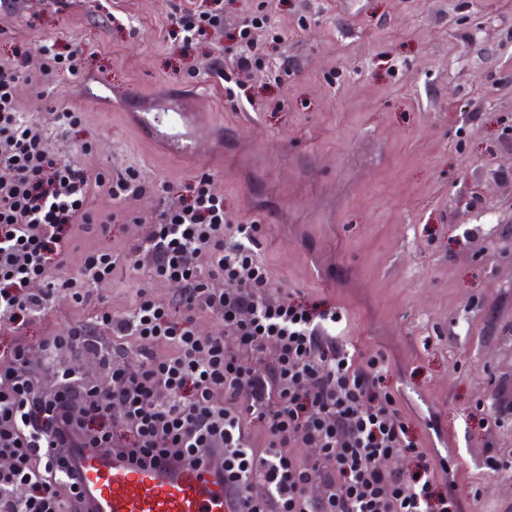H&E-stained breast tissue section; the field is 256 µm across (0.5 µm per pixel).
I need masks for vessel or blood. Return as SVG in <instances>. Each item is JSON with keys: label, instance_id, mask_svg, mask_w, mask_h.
Returning <instances> with one entry per match:
<instances>
[{"label": "vessel or blood", "instance_id": "vessel-or-blood-1", "mask_svg": "<svg viewBox=\"0 0 512 512\" xmlns=\"http://www.w3.org/2000/svg\"><path fill=\"white\" fill-rule=\"evenodd\" d=\"M191 124L190 113L164 103L134 118L139 132L178 159L198 153L200 136ZM78 465L91 512H232L230 497L207 466L136 468L89 453L79 455Z\"/></svg>", "mask_w": 512, "mask_h": 512}]
</instances>
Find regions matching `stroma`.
I'll return each instance as SVG.
<instances>
[{"label":"stroma","instance_id":"35a3bbf8","mask_svg":"<svg viewBox=\"0 0 512 512\" xmlns=\"http://www.w3.org/2000/svg\"><path fill=\"white\" fill-rule=\"evenodd\" d=\"M179 2L0 7V61L31 74L21 112H81L49 136L58 159L92 171L134 170L177 195L213 175L227 215L260 224L274 287L338 307L348 346L384 357L415 436L450 456L463 512H512V413L489 407L512 382V0H217L223 28L191 42L165 29ZM266 10L274 28L253 39L278 76L239 78L238 31ZM75 40L88 47L81 75L38 95L35 46ZM170 85L205 93L193 109L223 126V161L173 159L129 124L128 90ZM94 205L115 213L118 252L162 208L104 190ZM146 282L163 300L178 292L124 262L98 292L119 314ZM489 443L510 469H485Z\"/></svg>","mask_w":512,"mask_h":512}]
</instances>
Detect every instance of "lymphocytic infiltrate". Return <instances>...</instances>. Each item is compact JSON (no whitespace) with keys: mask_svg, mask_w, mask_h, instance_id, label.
I'll return each instance as SVG.
<instances>
[{"mask_svg":"<svg viewBox=\"0 0 512 512\" xmlns=\"http://www.w3.org/2000/svg\"><path fill=\"white\" fill-rule=\"evenodd\" d=\"M23 76L0 64V512H88L73 448L138 465L208 463L244 512H460L455 492L435 491L446 462L419 446L399 396L381 389L379 358L343 344L341 311L273 289L259 225L228 218L210 174L126 245L134 267L180 283L177 298L156 299L144 284L127 312L101 309L93 287L117 262L107 245L59 278L76 231L111 233L93 206L100 189L118 199L153 188L58 160L47 127L80 116L64 106L43 124L24 118ZM62 296L99 307L97 325L133 339L139 363L111 360L97 326L83 323L27 339ZM205 311L223 318V335L196 332ZM68 354L98 358L110 383L69 371ZM257 425L266 447L252 445ZM300 446L317 460L299 458ZM19 486L26 498H14Z\"/></svg>","mask_w":512,"mask_h":512,"instance_id":"1","label":"lymphocytic infiltrate"}]
</instances>
